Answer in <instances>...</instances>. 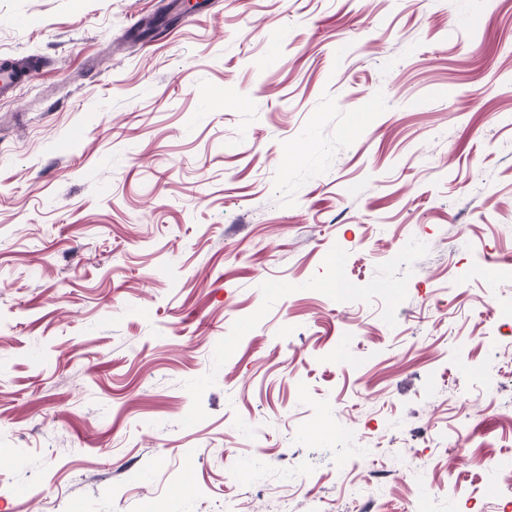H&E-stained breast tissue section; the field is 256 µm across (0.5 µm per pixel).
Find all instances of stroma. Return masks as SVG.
<instances>
[{
    "label": "stroma",
    "instance_id": "1",
    "mask_svg": "<svg viewBox=\"0 0 512 512\" xmlns=\"http://www.w3.org/2000/svg\"><path fill=\"white\" fill-rule=\"evenodd\" d=\"M171 2L0 0V512H512V0Z\"/></svg>",
    "mask_w": 512,
    "mask_h": 512
}]
</instances>
